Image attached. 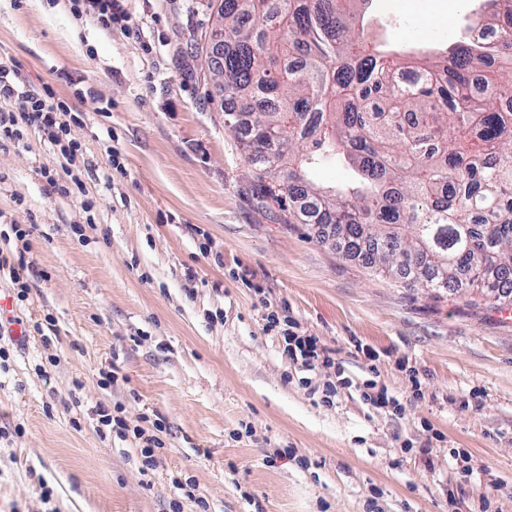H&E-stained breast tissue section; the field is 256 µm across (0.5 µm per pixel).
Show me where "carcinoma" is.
<instances>
[{
    "label": "carcinoma",
    "instance_id": "carcinoma-1",
    "mask_svg": "<svg viewBox=\"0 0 512 512\" xmlns=\"http://www.w3.org/2000/svg\"><path fill=\"white\" fill-rule=\"evenodd\" d=\"M488 2L443 62L411 69L365 38L350 0H219L224 122L257 207L329 226L406 288L512 305V4ZM326 164L354 176L317 185Z\"/></svg>",
    "mask_w": 512,
    "mask_h": 512
}]
</instances>
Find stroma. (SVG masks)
Segmentation results:
<instances>
[{"instance_id": "35a3bbf8", "label": "stroma", "mask_w": 512, "mask_h": 512, "mask_svg": "<svg viewBox=\"0 0 512 512\" xmlns=\"http://www.w3.org/2000/svg\"><path fill=\"white\" fill-rule=\"evenodd\" d=\"M480 3L370 0L367 17L412 62L459 41ZM122 5L104 30L72 0H0V59L76 110L86 187L48 185L59 152L39 127L0 140V248L29 285L27 343L0 334V512H199L181 481L208 512H512V305L397 287L258 209L208 75L209 0ZM271 309L352 387L326 397L334 372L292 363ZM366 380L402 413L367 404ZM117 408L132 427L162 420L153 469L133 439L98 433ZM41 175L65 196H83L85 194L84 185L78 179H72L70 182L61 181L62 178L56 171L46 168L42 169Z\"/></svg>"}]
</instances>
